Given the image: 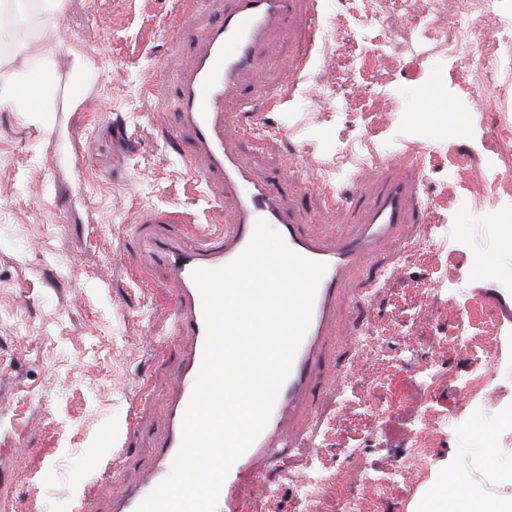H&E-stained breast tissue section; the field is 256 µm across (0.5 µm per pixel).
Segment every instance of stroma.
<instances>
[{
	"mask_svg": "<svg viewBox=\"0 0 512 512\" xmlns=\"http://www.w3.org/2000/svg\"><path fill=\"white\" fill-rule=\"evenodd\" d=\"M63 2L57 30L31 21L22 46L0 51V71L17 86L46 75L54 97L49 112L40 111L36 99L27 112L0 106V512H109L111 497L152 463L186 339L173 333L168 268L146 255L130 265L127 251L139 226L160 212H179L188 229L224 221L212 211L216 184L190 182L187 143L175 138L173 112L174 79L192 61L199 35L219 17L223 0L185 14L179 0ZM336 15V0H320L316 48L283 110L269 115L279 135L238 142L255 178L288 174L285 204L324 237L339 230L353 236L359 227L336 228L321 197L302 194L297 162L330 185L347 184L350 168L335 169L329 160L339 142L362 138L396 159L445 145L470 154L481 169L483 126L512 116L507 62L492 66L491 74L507 83L508 94L472 102L468 69L438 56L416 27L400 64L372 53L359 54L352 65L337 64V41L354 45L359 36L337 28ZM177 17L191 31L180 40L167 30ZM304 48L289 27L270 32L266 64L242 76L243 89L280 84L283 63ZM77 52L84 57L80 68L73 65ZM162 67L171 81L161 91L155 80ZM366 82L378 92V116L368 127L351 100L353 86ZM404 112L413 116L412 126L401 124ZM455 124L462 131L449 136ZM455 185L460 201L449 222L468 266H491L493 276L438 283L430 263L406 264L371 308L375 327L394 322L402 306L414 302L443 322L454 307L471 301L512 310V245L492 207H471L468 183ZM418 282L430 285L421 298L411 289ZM499 331L489 406L479 399L463 405L449 393L448 375L465 379L472 365L434 347L430 361L440 382L429 406L456 423L438 436L418 477L381 498L376 512H415L439 493L452 497L469 488L487 501L512 497V319L501 320ZM404 343L399 333L378 338L382 355L359 359L354 389L382 390L373 415L413 404L410 382L430 361L387 366ZM133 412L139 428L131 435L126 425ZM341 425L345 447L356 451L353 460L322 451L316 459L284 464V480L266 475L246 486V512H299L297 477L314 460L340 473L361 463L385 468L407 451L396 441L379 445L356 412H347ZM117 448L127 451L130 463L110 481L107 465ZM101 482L108 493L99 497L93 486Z\"/></svg>",
	"mask_w": 512,
	"mask_h": 512,
	"instance_id": "1",
	"label": "stroma"
}]
</instances>
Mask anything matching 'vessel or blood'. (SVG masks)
Wrapping results in <instances>:
<instances>
[{"mask_svg": "<svg viewBox=\"0 0 512 512\" xmlns=\"http://www.w3.org/2000/svg\"><path fill=\"white\" fill-rule=\"evenodd\" d=\"M292 20L307 45L319 36L317 0H224L222 19L211 25L200 49L183 74L175 95V110L189 130L192 152L207 158L195 181L214 180L220 185L219 202L224 222L197 232L188 246L178 231L179 213L160 215L174 232L149 236L147 252L165 264L176 283L171 308L175 331L189 337L174 376L166 404L168 424L156 445L154 461L125 494L113 501L110 512H136L146 497L168 476L182 441V422L200 372L206 341L201 294L193 280L197 269H217L238 258L248 246L257 219L278 227L286 246L300 256L325 264L317 286L308 328L294 356L290 372L272 407L268 422L252 444L234 461L218 498L216 512H243L241 488L246 479L275 471L281 460L300 462L317 454V436L327 409L338 394L320 382L326 368L323 353L335 347L337 376L350 375L357 365L360 339L368 329L364 318L380 288L397 272L403 254L420 238L431 212L420 187L419 165L412 160H388L362 167L351 179L350 191H333L314 179L302 183L304 192L318 193L327 215L337 223H360L358 236L314 238L308 225L285 207L278 180L257 181L241 162L234 143L243 138L262 140L277 129L265 121L245 123L242 112H273L290 96L303 72L307 54L289 56L283 65L285 80L279 90L269 88L244 93L241 74L258 67L266 33L284 20ZM241 96L242 111H225L224 101ZM351 289L356 313L349 326L334 333L331 326L336 298Z\"/></svg>", "mask_w": 512, "mask_h": 512, "instance_id": "b4317fda", "label": "vessel or blood"}]
</instances>
